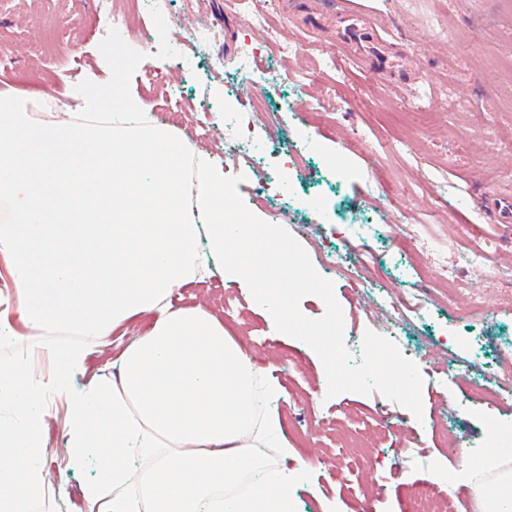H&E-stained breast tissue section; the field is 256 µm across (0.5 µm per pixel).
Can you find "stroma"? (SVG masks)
Returning <instances> with one entry per match:
<instances>
[{"instance_id": "obj_1", "label": "stroma", "mask_w": 512, "mask_h": 512, "mask_svg": "<svg viewBox=\"0 0 512 512\" xmlns=\"http://www.w3.org/2000/svg\"><path fill=\"white\" fill-rule=\"evenodd\" d=\"M369 23L392 52H408L405 70L386 76L354 66L320 6L341 0H258L266 15L249 27L238 0H171L174 22L151 42L122 40L133 64L115 73L103 58L95 0H0V92L48 91L35 110L47 119L76 111L85 77L121 75L127 94L162 120L164 89L180 97L179 130L191 150L208 152L234 187L228 207L239 223L277 224L306 250L314 269L344 254L347 276H332L343 311L351 363L362 350L351 340L382 332L396 312L405 326L397 348L423 378V416L380 392L323 397L324 366L304 342L282 337L265 319L245 282L220 272L189 278L174 299L203 306L277 385L274 411L293 450L336 455V432L378 445L376 482L345 479L335 465L314 467L300 492L299 512H407L417 487L476 503L466 457L484 455L494 434L512 432V395H497L486 373L512 355V226L494 223L481 205L488 192L512 195V10L499 0H360ZM222 28L223 41L183 71L164 48H176L190 24ZM292 46L281 55L279 44ZM256 49L248 69L236 61ZM224 65L212 69L213 59ZM214 110L201 133V106ZM241 113L259 154L226 160L224 115ZM358 224L366 233L355 232ZM439 260L454 291L430 274ZM496 284H489L488 273ZM229 286V302L219 299ZM153 321L145 312L88 346L83 384L115 372L120 353ZM64 398L48 402L45 435L53 482L44 512H78L79 486L92 466L69 468ZM451 472L437 486L434 473Z\"/></svg>"}]
</instances>
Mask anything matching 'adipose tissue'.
Returning <instances> with one entry per match:
<instances>
[{
    "mask_svg": "<svg viewBox=\"0 0 512 512\" xmlns=\"http://www.w3.org/2000/svg\"><path fill=\"white\" fill-rule=\"evenodd\" d=\"M81 109L35 123L37 95L0 92V255L12 289L0 293V341L23 338L55 363H0V512H38L50 485L44 416L69 407L70 465L90 464L83 512H297L303 468L282 422H256L252 360L208 309L168 301L204 255L235 281L249 269L232 196L209 155L153 124L121 84L90 79ZM254 255L301 270L271 225L246 237ZM150 331L121 354L117 379L75 385L83 346L48 344V331L110 335L132 315ZM26 331L17 333L14 319ZM482 512H512V444L487 450L475 485Z\"/></svg>",
    "mask_w": 512,
    "mask_h": 512,
    "instance_id": "ef3b65f1",
    "label": "adipose tissue"
}]
</instances>
